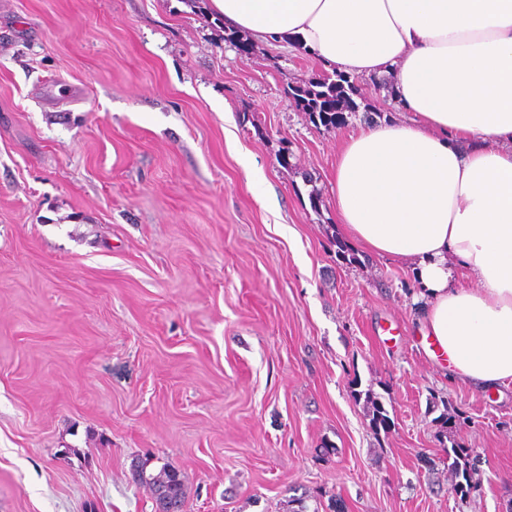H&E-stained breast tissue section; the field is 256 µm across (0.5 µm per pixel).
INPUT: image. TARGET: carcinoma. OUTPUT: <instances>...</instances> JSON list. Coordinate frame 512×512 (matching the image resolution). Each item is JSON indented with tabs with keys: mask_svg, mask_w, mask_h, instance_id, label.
I'll use <instances>...</instances> for the list:
<instances>
[{
	"mask_svg": "<svg viewBox=\"0 0 512 512\" xmlns=\"http://www.w3.org/2000/svg\"><path fill=\"white\" fill-rule=\"evenodd\" d=\"M358 78L345 74L333 73V75H320L308 82L289 89L288 96L293 99L296 106L309 113L312 118L319 120L326 127H334L340 114L345 111H354L355 105L351 95L358 92ZM367 401L373 407L371 424L375 431L386 430L391 425V419L387 411L372 396L366 392ZM452 462L448 468L465 480V484H455L452 489L456 492L478 491L480 481L473 479V471L469 461V449L454 447ZM139 480L150 491L160 512H182L185 498L184 484L180 474L171 468H163L156 474L146 473V465H141Z\"/></svg>",
	"mask_w": 512,
	"mask_h": 512,
	"instance_id": "obj_1",
	"label": "carcinoma"
}]
</instances>
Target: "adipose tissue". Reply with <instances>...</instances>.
Masks as SVG:
<instances>
[{
  "instance_id": "ef3b65f1",
  "label": "adipose tissue",
  "mask_w": 512,
  "mask_h": 512,
  "mask_svg": "<svg viewBox=\"0 0 512 512\" xmlns=\"http://www.w3.org/2000/svg\"><path fill=\"white\" fill-rule=\"evenodd\" d=\"M226 26L326 71L394 75L403 120L342 147L343 234L408 262L453 379L512 382V0H210Z\"/></svg>"
}]
</instances>
